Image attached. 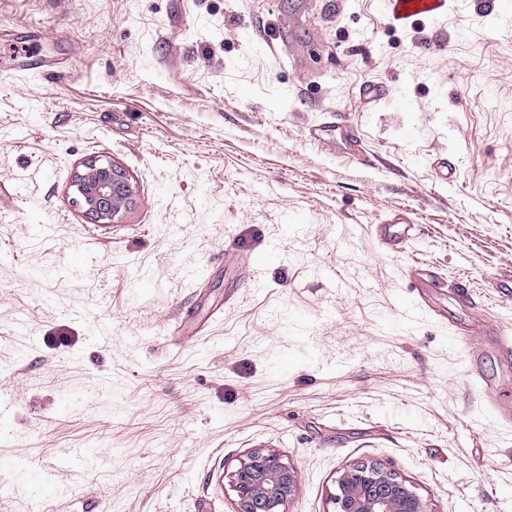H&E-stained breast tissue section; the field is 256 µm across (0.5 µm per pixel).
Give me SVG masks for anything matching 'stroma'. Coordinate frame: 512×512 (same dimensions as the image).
<instances>
[{
  "label": "stroma",
  "mask_w": 512,
  "mask_h": 512,
  "mask_svg": "<svg viewBox=\"0 0 512 512\" xmlns=\"http://www.w3.org/2000/svg\"><path fill=\"white\" fill-rule=\"evenodd\" d=\"M510 284L512 0H0V512H237L258 448L286 512L370 461L512 512V362L460 333ZM444 0H388L387 6L392 15L402 18L433 16L443 6ZM86 212L99 223H114L132 205L136 189L126 173L107 158L85 166L75 181ZM295 486L296 471L273 451L248 452L233 474L241 512H285Z\"/></svg>",
  "instance_id": "obj_1"
}]
</instances>
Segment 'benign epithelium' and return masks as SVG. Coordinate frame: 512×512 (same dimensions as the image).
<instances>
[{"label": "benign epithelium", "mask_w": 512, "mask_h": 512, "mask_svg": "<svg viewBox=\"0 0 512 512\" xmlns=\"http://www.w3.org/2000/svg\"><path fill=\"white\" fill-rule=\"evenodd\" d=\"M86 212L110 224L132 205L136 189L126 173L107 158L85 166L75 181ZM296 486V471L273 452L256 449L233 474L239 512H285ZM334 512H433L407 480L375 463L344 471L331 495Z\"/></svg>", "instance_id": "1"}]
</instances>
